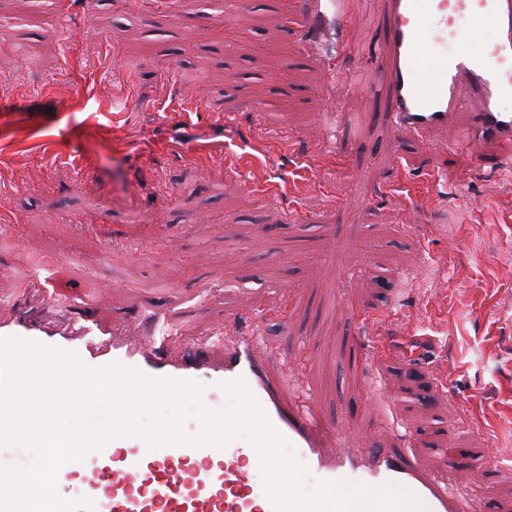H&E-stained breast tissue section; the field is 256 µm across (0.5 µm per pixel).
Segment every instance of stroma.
<instances>
[{
    "label": "stroma",
    "mask_w": 512,
    "mask_h": 512,
    "mask_svg": "<svg viewBox=\"0 0 512 512\" xmlns=\"http://www.w3.org/2000/svg\"><path fill=\"white\" fill-rule=\"evenodd\" d=\"M249 5L220 22L204 0H0V296L27 276L23 240L72 256L62 292L129 336L144 312L199 336L264 307L275 372H308L351 446L404 442L478 512H512V182L368 122L360 149L319 151L322 76L273 0ZM197 138L216 153L182 154ZM378 340L370 368L351 359Z\"/></svg>",
    "instance_id": "1"
}]
</instances>
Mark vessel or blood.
I'll return each mask as SVG.
<instances>
[{
	"label": "vessel or blood",
	"mask_w": 512,
	"mask_h": 512,
	"mask_svg": "<svg viewBox=\"0 0 512 512\" xmlns=\"http://www.w3.org/2000/svg\"><path fill=\"white\" fill-rule=\"evenodd\" d=\"M368 0H276L280 14L296 19L301 49L323 74L329 106L319 116L321 131L336 140L358 126L360 115L336 111L333 99L355 89L385 95L375 121L396 130L418 133L444 130L449 145L491 146L492 169L512 166V0H473L467 25L450 28L435 0H385L379 55L360 69L347 61L358 49L356 19ZM492 23L495 39L487 51L464 48L445 52L448 40L466 44L477 28ZM439 50L425 54L424 42ZM439 71L437 82L426 72ZM65 255L38 257L30 286L36 302L12 303V316L0 318V338L20 337L75 353L83 364L102 369L119 362L175 381L205 384L209 395L224 384L244 379L273 429L298 449L307 470L319 481L359 480L371 486L402 485L429 512H476V502L456 494L446 478L427 473L397 448L375 442L350 448L335 420L298 407L285 380L272 378L271 354L259 332L247 329L219 338L191 337L179 355L155 326L145 325L129 339L87 310L75 311L51 287L53 268ZM261 462L237 440L224 447L168 444L148 449L138 437L109 441L83 460L62 465L56 492L64 499L89 498L94 512H273L274 504L259 484Z\"/></svg>",
	"instance_id": "1"
}]
</instances>
